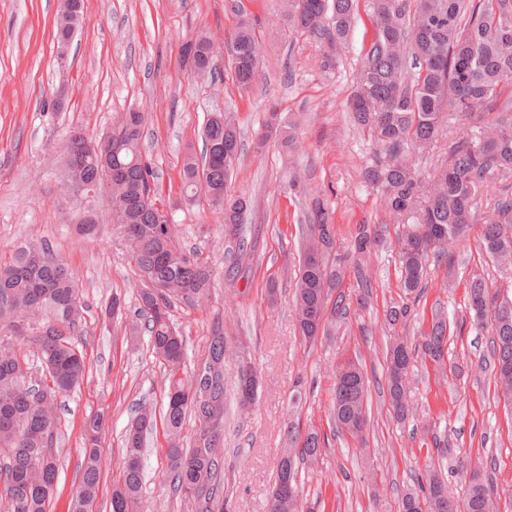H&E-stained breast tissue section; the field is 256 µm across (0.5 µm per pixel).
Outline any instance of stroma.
Segmentation results:
<instances>
[{"mask_svg": "<svg viewBox=\"0 0 512 512\" xmlns=\"http://www.w3.org/2000/svg\"><path fill=\"white\" fill-rule=\"evenodd\" d=\"M59 0H0V261L16 244L46 243L73 269L88 306L79 336L90 371L59 397L55 452L58 478L47 512H71L84 459L82 427L106 415L101 479L89 512H110L113 486L124 466L122 436L139 403L161 407L167 372L148 348L136 314L139 275L110 223V202L90 205L98 217L95 238L77 235L82 207L57 179L63 139L74 125L96 135L116 114L146 115L143 149L156 186L170 207L177 242L211 262L217 277L208 302L172 311L186 340L187 368L206 357L209 329L224 322L229 341L227 381H235L241 355L258 371V400L251 410L227 399L224 422V512H269L276 466L287 423L329 433L318 462L301 471L303 496L315 512H398L415 476L436 466L456 499H464L471 471L492 476L498 512H512V404L502 397L488 364L490 336L475 329L465 283L474 273L503 282L505 269L482 249L480 225L452 249V263H430L417 314L391 326L385 314L403 303L395 249L398 228L380 191L364 182L373 160L366 133L355 127L348 99L374 28L368 0H359L350 32L336 54L317 37L294 31L282 0H83V19L67 53L57 61L53 25ZM256 24L260 76L249 89L232 80L229 41L239 13ZM214 40L215 80L185 65L181 47L197 33ZM332 66H325V57ZM300 124V147L284 162L277 146L255 153L253 142L270 107ZM236 113L242 154L231 188L251 200L245 251L229 280L224 226L206 198L183 205L180 169L187 147L201 144L208 112ZM319 194L335 213L337 241L348 245L357 225L384 231L362 278H348L351 317L335 335L307 345L295 329L293 296L308 197ZM276 295H269V284ZM121 314L106 318L113 296ZM460 325L446 347L455 373L416 360L408 379L409 418L396 422L386 397V348L395 338L421 344L434 307ZM248 351L240 353L239 338ZM358 361L369 386L366 444L332 431L336 366ZM162 426L146 437L141 512H195L192 500L174 496ZM468 471H460L459 461Z\"/></svg>", "mask_w": 512, "mask_h": 512, "instance_id": "35a3bbf8", "label": "stroma"}]
</instances>
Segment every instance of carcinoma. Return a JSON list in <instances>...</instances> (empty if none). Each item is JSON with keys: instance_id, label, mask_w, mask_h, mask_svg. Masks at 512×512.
Segmentation results:
<instances>
[{"instance_id": "obj_1", "label": "carcinoma", "mask_w": 512, "mask_h": 512, "mask_svg": "<svg viewBox=\"0 0 512 512\" xmlns=\"http://www.w3.org/2000/svg\"><path fill=\"white\" fill-rule=\"evenodd\" d=\"M358 0H287L289 25L335 48L347 37ZM375 32L366 46L350 98L353 123L368 133L374 160L363 172L366 183L381 189L393 221L403 226L397 239L401 288L420 297L430 260L449 261V247L462 241L474 221L482 220V245L502 268L512 269V0H371ZM82 0H60L54 42L59 58L81 24ZM193 73L212 75L214 41L199 33L182 47ZM259 45L254 24L241 18L232 35L234 82L249 89L259 76ZM145 115L123 112L112 128L90 140L99 151L63 160L62 187L71 196L90 182L106 178L100 193L111 202L110 220L130 262L141 276L137 312L145 320L149 347L168 371L163 423L167 436L173 494L190 496L198 512H222L224 506V323L214 322L203 365L184 384V339L171 310L178 303L198 306L213 287L209 261L176 242L169 209L161 202L155 171L143 151ZM298 124L271 112L258 136L261 151L273 140L284 158L297 148ZM202 157L189 150L181 169L184 201L203 194L219 211L224 240L244 246L243 217L249 202L230 188L241 152L240 130L232 112H212L202 128ZM448 139V153L434 173L416 168L415 157ZM494 190L477 213L480 189ZM382 231L359 224L352 243L336 240L334 211L315 196L306 213L294 315L299 333L313 344L350 315L348 273L362 277L363 265ZM469 308L479 329L489 328L494 377L512 403V321L499 319V291L474 276L466 284ZM87 307L73 269L48 245L28 240L15 246L11 261L0 264V500L8 512H46L57 481L54 441L60 395L79 386L88 371L77 336ZM451 325L434 311L431 328L418 349L397 341L387 353L386 391L395 417L409 414L406 376L417 356L447 368L444 347ZM36 346L42 372L30 373L27 343ZM257 371L242 365L237 395L256 391ZM368 378L353 359L336 368L334 422L363 438L368 425ZM143 403L125 436L122 482L112 492V512H138L142 490L143 433L155 421ZM199 426L192 446L183 444L187 418ZM102 414L84 424L82 476L72 512H87L96 498L101 460ZM271 494L270 512H304L299 498L298 462L317 460L325 435L288 425ZM419 491L405 493L399 512H495L496 487L473 474L463 501L435 472L418 478ZM291 495L280 493L284 485Z\"/></svg>"}]
</instances>
